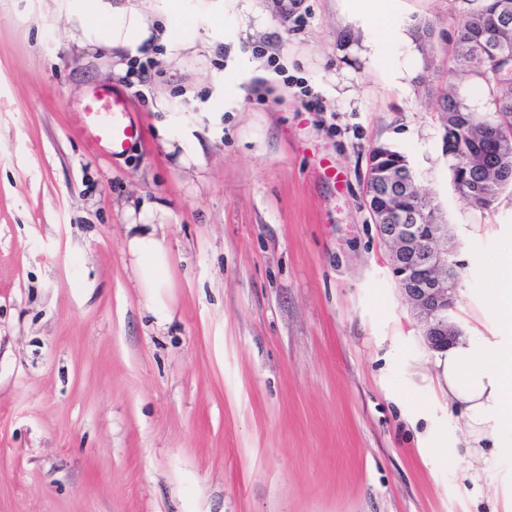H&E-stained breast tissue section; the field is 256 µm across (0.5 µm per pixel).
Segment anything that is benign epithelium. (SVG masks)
Listing matches in <instances>:
<instances>
[{"instance_id":"benign-epithelium-1","label":"benign epithelium","mask_w":512,"mask_h":512,"mask_svg":"<svg viewBox=\"0 0 512 512\" xmlns=\"http://www.w3.org/2000/svg\"><path fill=\"white\" fill-rule=\"evenodd\" d=\"M493 9L497 35L511 33L512 0H494ZM479 66L512 73V55L482 54ZM481 131L483 136L495 138L494 158L471 152V172L460 174L453 183L455 191L472 196L476 206L489 197V180L505 181L512 171V137L485 125ZM365 204L378 236L391 246L393 275L424 324L427 347L438 352L448 349L461 335L449 318L456 266L448 247V225L439 221L431 202L419 192L407 158L387 145H376L370 151Z\"/></svg>"}]
</instances>
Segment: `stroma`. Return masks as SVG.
<instances>
[{
	"instance_id": "obj_1",
	"label": "stroma",
	"mask_w": 512,
	"mask_h": 512,
	"mask_svg": "<svg viewBox=\"0 0 512 512\" xmlns=\"http://www.w3.org/2000/svg\"><path fill=\"white\" fill-rule=\"evenodd\" d=\"M475 6L400 0L391 60L418 65L398 88L340 0H224L142 80L58 0H0V512H493L512 452L458 458L465 421L363 194L373 145L407 157L448 226L454 324L498 336L512 192H455L443 109ZM99 86L144 128L114 159L75 134ZM163 99L203 165L159 136ZM145 204L163 322L127 249Z\"/></svg>"
}]
</instances>
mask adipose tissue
<instances>
[{
  "mask_svg": "<svg viewBox=\"0 0 512 512\" xmlns=\"http://www.w3.org/2000/svg\"><path fill=\"white\" fill-rule=\"evenodd\" d=\"M70 19L82 44L116 51L132 50L150 40L152 31L144 12L131 0H66ZM344 8L364 19L374 37L372 58L385 66L386 52L403 32L394 25L396 0H342ZM128 248L137 264L151 265L155 275L145 283L149 290L164 287L166 252L157 227L135 228ZM502 335L492 341L481 336H461L443 352L437 364L448 395L459 403L467 433L459 455L478 459L485 441L497 448L512 447V274L497 278L492 295Z\"/></svg>",
  "mask_w": 512,
  "mask_h": 512,
  "instance_id": "ef3b65f1",
  "label": "adipose tissue"
}]
</instances>
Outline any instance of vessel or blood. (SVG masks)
Returning <instances> with one entry per match:
<instances>
[{
	"mask_svg": "<svg viewBox=\"0 0 512 512\" xmlns=\"http://www.w3.org/2000/svg\"><path fill=\"white\" fill-rule=\"evenodd\" d=\"M130 112L131 102L125 93L109 87L94 89L86 99L78 133L97 151L120 156L141 136Z\"/></svg>",
	"mask_w": 512,
	"mask_h": 512,
	"instance_id": "b4317fda",
	"label": "vessel or blood"
}]
</instances>
